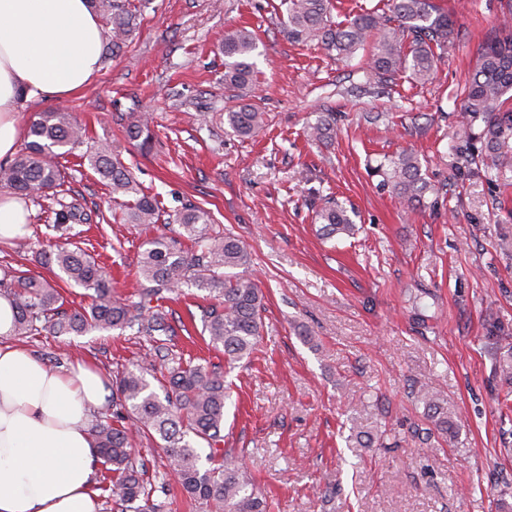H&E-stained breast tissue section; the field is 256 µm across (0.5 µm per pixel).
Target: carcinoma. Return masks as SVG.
<instances>
[{
	"label": "carcinoma",
	"mask_w": 512,
	"mask_h": 512,
	"mask_svg": "<svg viewBox=\"0 0 512 512\" xmlns=\"http://www.w3.org/2000/svg\"><path fill=\"white\" fill-rule=\"evenodd\" d=\"M108 28L112 53L119 52L139 30L140 8L134 0H90ZM286 5L284 32L289 41H315L340 61L352 58L363 48L369 50L367 80L389 84L400 73L424 83L431 79L437 51L447 47L453 34L448 14L432 0H393L392 15L366 12L335 22L331 0H283ZM258 49L254 34L237 28L224 33V89L239 93L257 77L254 56ZM512 91V26L506 24L499 35L480 49L477 65L468 85L461 132L454 149L464 158L461 179L484 170L502 172L512 166V107H505ZM230 128L242 138L254 136L264 125V113L241 102L226 112ZM334 132V116L326 112L308 125L309 136L327 140ZM126 135L142 149L152 144L149 118L141 116L126 128ZM30 141L12 159L0 162V184L15 194L33 200L49 199L54 227L64 232L77 220L78 208L59 198L67 178L66 167L53 148L72 153L85 142L86 131L68 112H39L30 122ZM90 166L108 180L112 201L123 207L127 224H156L161 219L157 199L144 192L131 171L112 157L108 143L86 152ZM381 185L391 189L408 209L424 204L426 195H438L423 170L417 154L403 151L376 167ZM321 233L332 238L350 235L355 223L349 210L332 201L317 211ZM179 236L158 234L142 244L138 274L144 280L139 301L128 302L112 291V281L96 259L75 245L57 247L44 255L46 265L56 267L60 282L88 291L87 306L67 313L61 310L64 297L58 283L38 279L27 271L13 269L0 278V293L12 301L15 310L13 335L31 336L48 331L57 336L85 335L93 331L123 330L137 324L138 333L154 343L155 352L167 363L159 395L147 379L154 364L122 372L112 386V417L96 415L88 424L96 443L98 460L111 474L101 486L116 512H162L158 494H166V484L154 483L145 465L132 453L130 433L161 443L169 472L189 499L209 512H270L256 490L239 456L215 447L224 428V405L228 386L224 375L191 362H182L163 353L170 327L157 309L145 316L142 309L163 293L174 294L194 286L217 294V303L203 313L202 331L214 348L224 349L227 365L249 359L262 337L264 295L250 278L238 273L251 262L247 246L211 222L207 211L189 205L176 214ZM427 416L441 435L452 429V414L437 393L420 394ZM208 444L201 455L199 441Z\"/></svg>",
	"instance_id": "1"
}]
</instances>
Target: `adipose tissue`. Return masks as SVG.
<instances>
[{"label":"adipose tissue","mask_w":512,"mask_h":512,"mask_svg":"<svg viewBox=\"0 0 512 512\" xmlns=\"http://www.w3.org/2000/svg\"><path fill=\"white\" fill-rule=\"evenodd\" d=\"M89 0H0V159L16 153L22 102L64 100L102 67ZM0 296V512H101L87 424L112 387L82 363L64 370L9 345Z\"/></svg>","instance_id":"1"}]
</instances>
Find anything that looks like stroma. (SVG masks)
I'll list each match as a JSON object with an SVG mask.
<instances>
[{"mask_svg": "<svg viewBox=\"0 0 512 512\" xmlns=\"http://www.w3.org/2000/svg\"><path fill=\"white\" fill-rule=\"evenodd\" d=\"M440 2L454 35L423 84L403 73L361 92L367 52L341 63L317 43L288 41L282 0H146L139 31L87 87L20 107L24 126L38 112L71 113L90 141L111 142L165 217L199 206L248 245L264 328L251 361L224 376L231 397L220 446L243 456L273 512H512V382L498 370L512 349V171L456 179L453 148L478 49L503 15L500 0ZM229 27L258 42L247 99L265 125L249 139L225 117ZM327 108L335 139L308 141L306 126ZM369 112L377 121H366ZM144 113L154 132L146 155L125 134ZM405 149L443 188L411 211L374 173ZM61 163L64 196L87 216L83 239L115 291L134 296L141 244L162 224L123 223L87 159L73 153ZM329 197L355 209V235L321 236L315 212ZM29 208L26 245L0 242V268L48 279L36 254L59 234L37 203ZM213 301L189 286L160 302L175 330L169 348L197 365L224 363L202 333ZM14 342L51 365L88 361L110 378L150 354L131 328ZM426 388L453 413L447 437L423 416ZM361 430L381 432L380 445L360 447Z\"/></svg>", "mask_w": 512, "mask_h": 512, "instance_id": "1", "label": "stroma"}]
</instances>
